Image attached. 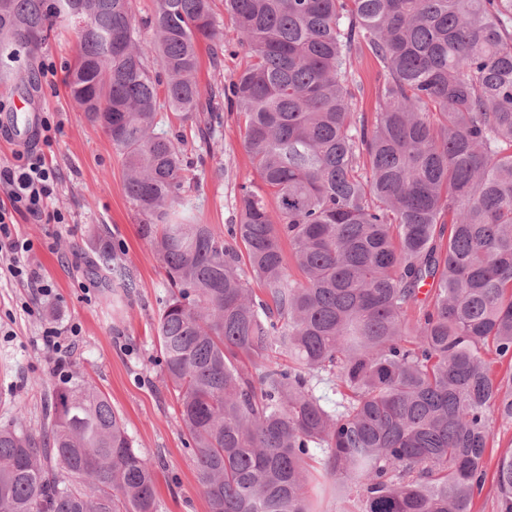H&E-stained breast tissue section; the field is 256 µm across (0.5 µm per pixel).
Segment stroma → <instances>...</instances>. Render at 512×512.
<instances>
[{
	"mask_svg": "<svg viewBox=\"0 0 512 512\" xmlns=\"http://www.w3.org/2000/svg\"><path fill=\"white\" fill-rule=\"evenodd\" d=\"M212 9L226 51L217 71L209 53H202L198 78L205 89L223 87L246 62L224 0H212ZM76 54L70 25H61L44 45L20 52L8 63L6 84L0 86V103L24 99L31 111L51 113L57 122L50 149L59 174L55 205L69 215L65 224L22 219L16 226L18 235L31 242L28 261L50 293L35 296L25 282L0 276V425L20 416L28 428L40 431L46 399L65 376L80 371L110 399L136 448L161 459L155 481L159 512H208L195 462L185 446L176 398L155 363V324L159 299L168 289L166 273L153 245L138 231L120 155L67 93L64 78ZM45 65L52 67V74L42 75ZM353 69L356 109L373 115L380 109L376 87L383 69L365 44L354 46ZM215 104L223 123L214 139H190L185 150L197 162L199 188L194 196L199 221L220 232L235 221L240 186L256 175L243 147L241 122L224 97H217ZM96 227L105 229L133 279L129 302L105 303L103 280L88 271ZM49 327L59 336L61 353L43 345Z\"/></svg>",
	"mask_w": 512,
	"mask_h": 512,
	"instance_id": "1",
	"label": "stroma"
}]
</instances>
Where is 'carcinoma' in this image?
Wrapping results in <instances>:
<instances>
[{"label": "carcinoma", "mask_w": 512, "mask_h": 512, "mask_svg": "<svg viewBox=\"0 0 512 512\" xmlns=\"http://www.w3.org/2000/svg\"><path fill=\"white\" fill-rule=\"evenodd\" d=\"M69 2L0 0V48L74 25L65 85L166 271L158 362L208 512H327L316 470L336 512H472L512 421V0H224L248 57L224 98L259 184L222 234L196 223L185 131H157L164 107L221 125L196 77L203 42L221 67L211 0L139 22L132 0ZM361 40L384 71L371 120ZM91 270L128 294L116 252ZM161 464L73 374L40 433L0 427V512H157ZM494 483L512 512V441ZM353 69L355 82L352 89L356 96V111L364 112L371 118L374 112L380 111L376 87L383 81V69L362 42L354 46Z\"/></svg>", "instance_id": "cac0c4a2"}]
</instances>
